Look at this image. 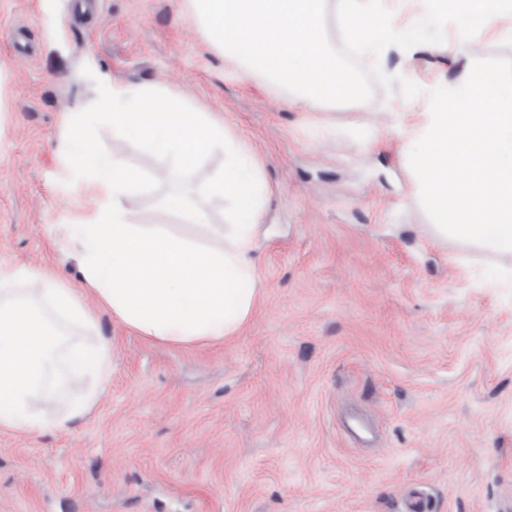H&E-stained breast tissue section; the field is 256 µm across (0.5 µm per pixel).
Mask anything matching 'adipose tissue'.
Here are the masks:
<instances>
[{
    "label": "adipose tissue",
    "instance_id": "1",
    "mask_svg": "<svg viewBox=\"0 0 512 512\" xmlns=\"http://www.w3.org/2000/svg\"><path fill=\"white\" fill-rule=\"evenodd\" d=\"M103 114L113 133L173 160L174 174L187 183L160 206L196 227V236L136 222L141 171L120 155L89 148L82 136ZM67 127L66 187L88 190L95 201L69 224L61 244L82 256L81 285L69 287L42 268L0 271V428H62L102 396L112 346L102 338L90 345L80 340L81 329L95 321L84 296L93 295L144 337L180 346L233 337L259 294L254 254L266 184L251 148L223 120L188 111L180 99L156 90L113 83L97 111L70 113ZM212 153L223 154V167L208 182L190 183L189 175ZM206 199L229 202L226 223H212ZM14 279L22 287H11ZM70 376L88 378L89 385L62 412L57 405Z\"/></svg>",
    "mask_w": 512,
    "mask_h": 512
}]
</instances>
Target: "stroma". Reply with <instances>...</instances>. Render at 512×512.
<instances>
[{
	"label": "stroma",
	"mask_w": 512,
	"mask_h": 512,
	"mask_svg": "<svg viewBox=\"0 0 512 512\" xmlns=\"http://www.w3.org/2000/svg\"><path fill=\"white\" fill-rule=\"evenodd\" d=\"M0 0V268H52L77 286L58 239L78 208L63 185L65 113L111 81L154 87L223 117L269 187L256 253L262 292L224 343L171 347L97 308L112 344L97 405L66 429L0 428V512H430L512 506V283L507 261L434 240L386 112L423 97L375 87L330 110L241 79L189 0ZM466 58L422 45L383 71L422 86ZM379 131L364 150L350 122ZM88 144L142 169V224H168L157 169L171 159L107 122Z\"/></svg>",
	"instance_id": "35a3bbf8"
}]
</instances>
